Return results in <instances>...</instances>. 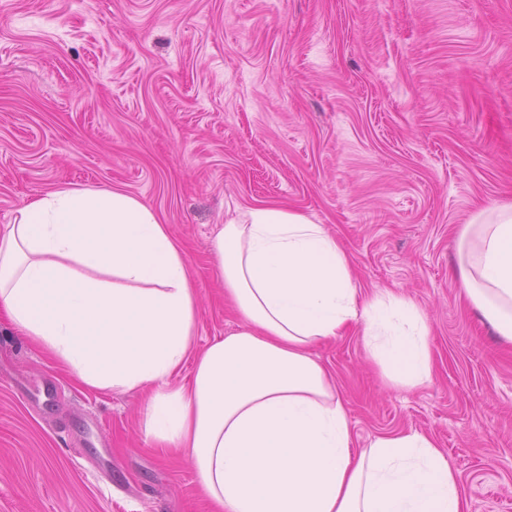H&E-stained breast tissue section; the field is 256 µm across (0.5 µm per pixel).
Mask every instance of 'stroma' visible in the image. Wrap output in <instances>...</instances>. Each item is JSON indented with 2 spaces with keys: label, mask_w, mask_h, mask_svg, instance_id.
<instances>
[{
  "label": "stroma",
  "mask_w": 512,
  "mask_h": 512,
  "mask_svg": "<svg viewBox=\"0 0 512 512\" xmlns=\"http://www.w3.org/2000/svg\"><path fill=\"white\" fill-rule=\"evenodd\" d=\"M69 185L118 189L181 244L195 350L237 330L214 238L283 204L355 283L427 315L429 383L390 386L357 330L315 341L357 449L414 429L465 512H512V346L457 289L456 236L512 201V0H0V225ZM53 397L27 401L46 376ZM142 390L81 386L0 313V512H213L144 440Z\"/></svg>",
  "instance_id": "stroma-1"
}]
</instances>
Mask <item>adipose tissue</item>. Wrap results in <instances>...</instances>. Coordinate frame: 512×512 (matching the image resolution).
<instances>
[{
    "label": "adipose tissue",
    "instance_id": "1",
    "mask_svg": "<svg viewBox=\"0 0 512 512\" xmlns=\"http://www.w3.org/2000/svg\"><path fill=\"white\" fill-rule=\"evenodd\" d=\"M462 294L512 342V202L458 233ZM215 253L239 330L193 353L197 292L158 214L116 189L74 185L0 225V312L81 384L147 389L144 434L181 449L215 512H465L456 471L416 430L362 452L319 339L356 327L395 387L429 382L426 314L356 287L346 252L306 214L262 204L222 225ZM193 360L189 383L173 378Z\"/></svg>",
    "mask_w": 512,
    "mask_h": 512
}]
</instances>
